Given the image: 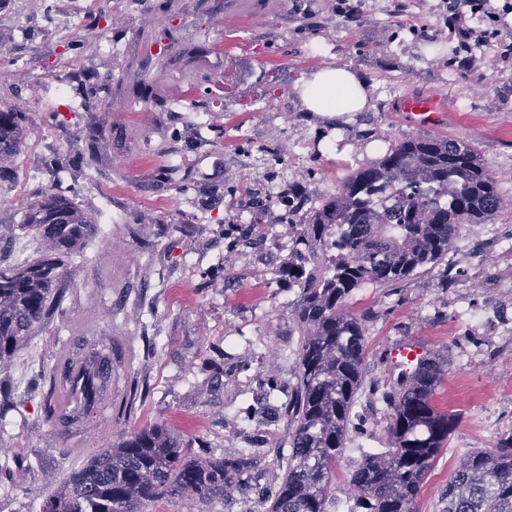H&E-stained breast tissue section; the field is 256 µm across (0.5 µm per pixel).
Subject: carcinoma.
I'll return each mask as SVG.
<instances>
[{"instance_id":"carcinoma-1","label":"carcinoma","mask_w":512,"mask_h":512,"mask_svg":"<svg viewBox=\"0 0 512 512\" xmlns=\"http://www.w3.org/2000/svg\"><path fill=\"white\" fill-rule=\"evenodd\" d=\"M137 97L156 99L152 79L141 78ZM29 130L17 112L0 111V178L12 170ZM51 187L24 211L16 229L43 243L40 257L16 265L0 263V369L35 327L62 313L63 258L84 249L99 232L98 220ZM505 205L494 174L469 145L447 137L407 135L388 144L377 160L350 171L339 189L300 224L294 245L311 260L288 268L298 287L291 316L299 332L297 382L287 399L268 370L256 413L269 422L288 420V453H279L283 474L269 487L252 476L253 456L242 449L220 455L200 438H186L155 423L122 433L70 471L45 499L41 512H143L160 499L197 502L250 492L267 512H327L336 494V466L352 435L365 434L356 410L364 391L368 340L366 317L350 309L355 290L408 279L433 268L476 224H488ZM246 368L221 347L210 348L204 370L231 378ZM446 368L434 355L381 394L387 410V447L372 448L347 475V512H415L423 485L459 414L436 404ZM68 384L69 367L38 374L33 392L44 415L59 421L58 379ZM112 376L95 372L84 383L83 411L100 400V385ZM15 390L0 379V412L15 407ZM442 512H512V431L491 448L471 450L460 461L442 496Z\"/></svg>"}]
</instances>
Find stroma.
Here are the masks:
<instances>
[{
  "instance_id": "35a3bbf8",
  "label": "stroma",
  "mask_w": 512,
  "mask_h": 512,
  "mask_svg": "<svg viewBox=\"0 0 512 512\" xmlns=\"http://www.w3.org/2000/svg\"><path fill=\"white\" fill-rule=\"evenodd\" d=\"M159 0H0V52L14 65L0 70V110L25 113L31 134L16 169L38 179L0 180V252L5 263L36 257L41 243L12 236L25 201L52 178L46 157L86 150L85 132L98 126V164L65 170L78 181L77 204L97 217L100 233L83 253L70 256L61 285L64 315L34 329L10 365L0 371L16 392V409L0 414V464L13 478L0 482V512H39L67 473L111 445L122 431L164 422L218 449L248 448L249 428L238 407L258 390V375L279 371L296 382L299 336L290 311L296 288H270L269 272L288 254L260 239L229 259L226 229L247 201L261 202L270 168L263 151L279 150L290 181L304 195L296 213L336 194L348 171L378 159L389 140L417 129L391 111L405 93L444 95L445 136L473 147L512 199V62L496 44L475 46L470 69L455 63L457 38L443 0H362L352 22L332 16L329 0H270V8L233 22L225 0H178L159 13ZM212 37L198 44L197 27ZM83 52L69 50L77 39ZM329 66L356 71L369 84L366 111L332 119L306 111L302 78ZM92 76L98 86L83 111L58 80L62 69ZM233 81L221 111L197 108L220 70ZM159 78L163 103L134 102L140 74ZM263 221L278 208L264 203ZM185 225V233L175 225ZM512 210L460 239L421 276L384 288L356 291L352 307L367 316L365 388L358 406L366 434L354 439L336 467L341 487L327 506L348 504L343 481L362 448L383 447L386 408L378 394L393 382L387 356L406 340L426 345L448 362L438 390L440 409L461 424L438 457L416 512H440L441 496L463 455L492 447L512 428ZM485 312L487 326L469 321ZM224 347L249 368L234 381L211 379L201 363L210 345ZM81 361L99 350L112 356V383L89 413L58 426L45 421L29 387L51 369L63 348ZM131 401L129 414L115 408Z\"/></svg>"
}]
</instances>
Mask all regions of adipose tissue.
<instances>
[{
    "label": "adipose tissue",
    "mask_w": 512,
    "mask_h": 512,
    "mask_svg": "<svg viewBox=\"0 0 512 512\" xmlns=\"http://www.w3.org/2000/svg\"><path fill=\"white\" fill-rule=\"evenodd\" d=\"M366 80L340 68H327L306 75L300 84V98L310 112L340 115L360 112L367 103Z\"/></svg>",
    "instance_id": "1"
}]
</instances>
